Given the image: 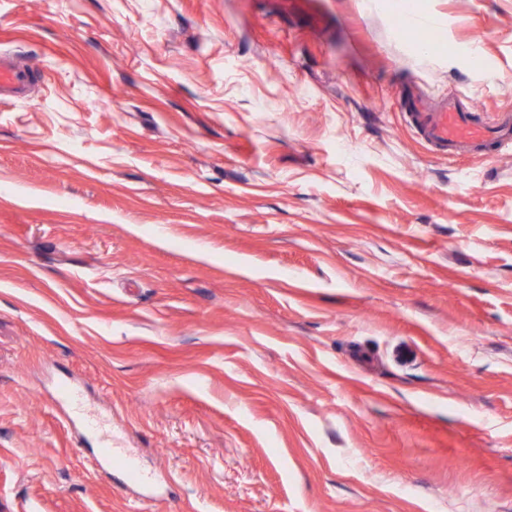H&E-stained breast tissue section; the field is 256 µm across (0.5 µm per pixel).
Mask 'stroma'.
Masks as SVG:
<instances>
[{
	"instance_id": "stroma-1",
	"label": "stroma",
	"mask_w": 512,
	"mask_h": 512,
	"mask_svg": "<svg viewBox=\"0 0 512 512\" xmlns=\"http://www.w3.org/2000/svg\"><path fill=\"white\" fill-rule=\"evenodd\" d=\"M0 0V512H512V0ZM155 480L88 469L98 436ZM26 88V70L2 61L0 65L1 95L4 97H7L5 94L19 96L25 93ZM411 122L427 143L452 157L463 147L477 152L504 148L512 144V124L490 126L476 113L460 109L454 101L441 112H411Z\"/></svg>"
}]
</instances>
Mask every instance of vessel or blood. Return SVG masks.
Wrapping results in <instances>:
<instances>
[{"mask_svg": "<svg viewBox=\"0 0 512 512\" xmlns=\"http://www.w3.org/2000/svg\"><path fill=\"white\" fill-rule=\"evenodd\" d=\"M27 88V75L24 69L8 63L0 65V92L19 96ZM411 122L427 143L443 154L455 155L461 148L470 147L476 151L503 149L512 144V124L492 126L476 113L460 109L456 103H449L441 111L424 113L414 112ZM97 465L117 464L135 483L147 486L152 476L143 473L135 456L123 449L112 447L103 442L96 460Z\"/></svg>", "mask_w": 512, "mask_h": 512, "instance_id": "b4317fda", "label": "vessel or blood"}]
</instances>
